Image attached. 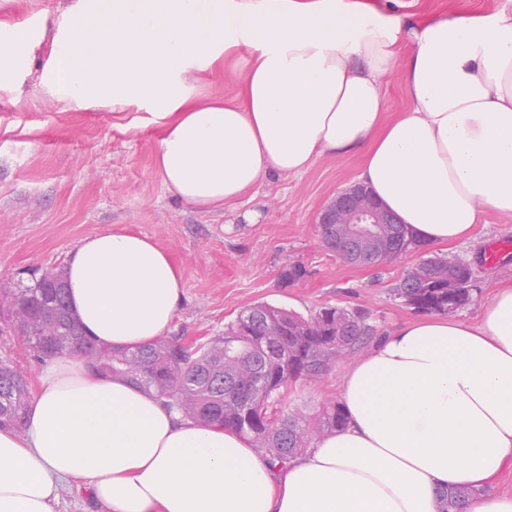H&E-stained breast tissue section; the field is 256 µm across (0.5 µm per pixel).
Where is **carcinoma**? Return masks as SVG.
<instances>
[{"instance_id":"cac0c4a2","label":"carcinoma","mask_w":512,"mask_h":512,"mask_svg":"<svg viewBox=\"0 0 512 512\" xmlns=\"http://www.w3.org/2000/svg\"><path fill=\"white\" fill-rule=\"evenodd\" d=\"M325 247L345 256L357 247L361 264L378 267L416 250L398 224H374L367 237L356 239L347 224L320 225ZM65 272L43 271L23 287L0 288V304L17 340L36 348L41 333L51 330L59 352L77 347L89 365L107 377L172 400L183 416L231 426L247 436L271 459L284 464L326 433L346 423L336 402L315 418L302 409H285L281 389L289 383L323 374L330 364L356 355L374 336L368 315L357 309L326 306L305 318L268 303L244 308L206 342L181 336L160 337L136 349L113 348L85 337L68 302L57 287ZM394 295L420 313L451 314L473 300V272L462 259L426 258L408 268ZM29 383L26 376L0 361V426L26 428ZM480 490L456 488L438 495V512H468Z\"/></svg>"}]
</instances>
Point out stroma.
Returning <instances> with one entry per match:
<instances>
[{
	"label": "stroma",
	"mask_w": 512,
	"mask_h": 512,
	"mask_svg": "<svg viewBox=\"0 0 512 512\" xmlns=\"http://www.w3.org/2000/svg\"><path fill=\"white\" fill-rule=\"evenodd\" d=\"M377 13L413 26L455 13L512 12V0H370ZM67 0H0V24L39 29ZM52 51L44 38L36 57L19 61L0 88V278L29 281L34 269L62 268L78 241L106 228L153 238L181 269L184 295L171 335L186 340L221 335L248 305L266 302L310 316L324 306L368 313L377 332L414 319L393 288L406 268L429 258L417 251L378 268L351 266L326 249L317 217L329 200L357 183L361 158L324 157L306 172L261 177L239 202L210 212L170 193L155 156L168 120L138 104L79 108L39 81ZM249 48L228 52L223 67H199L195 98H237L238 65ZM512 239V215L490 212L471 240L447 250L474 271L473 302L458 318L477 321L494 281L512 279V250L489 259L490 246ZM303 275L288 280L289 263ZM346 361L281 392L284 406L316 414L336 398Z\"/></svg>",
	"instance_id": "obj_1"
}]
</instances>
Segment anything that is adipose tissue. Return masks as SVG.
I'll use <instances>...</instances> for the list:
<instances>
[{
    "label": "adipose tissue",
    "instance_id": "obj_1",
    "mask_svg": "<svg viewBox=\"0 0 512 512\" xmlns=\"http://www.w3.org/2000/svg\"><path fill=\"white\" fill-rule=\"evenodd\" d=\"M43 32H0V76ZM241 103L185 92L196 63L238 46ZM409 106L385 118L384 74ZM40 84L86 107L144 102L168 117L156 155L184 204L223 207L267 175L360 154V177L424 249L467 241L485 211L512 214V13H456L418 27L363 0H70ZM66 282L87 334L152 343L173 322L183 274L144 235L104 229L72 250ZM348 421L285 464L234 429L181 417L78 351L43 364L28 428L0 429V512H55L65 485L107 512H437L438 492L512 468V280L477 322L393 326L350 362Z\"/></svg>",
    "mask_w": 512,
    "mask_h": 512
}]
</instances>
